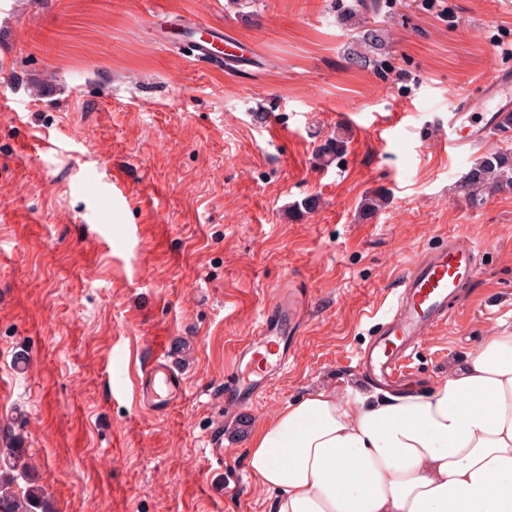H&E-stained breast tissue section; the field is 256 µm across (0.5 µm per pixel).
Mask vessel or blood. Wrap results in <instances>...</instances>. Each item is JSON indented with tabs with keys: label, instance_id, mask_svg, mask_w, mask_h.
I'll use <instances>...</instances> for the list:
<instances>
[{
	"label": "vessel or blood",
	"instance_id": "b4317fda",
	"mask_svg": "<svg viewBox=\"0 0 512 512\" xmlns=\"http://www.w3.org/2000/svg\"><path fill=\"white\" fill-rule=\"evenodd\" d=\"M235 40L213 25L195 43L197 57L235 58ZM512 90V72L494 70L478 90L459 98L448 114V129L441 132L440 142L445 154L456 157L482 140L495 125L502 112V102ZM477 272L475 247L462 236L426 252L402 274L400 290L387 320L377 335L359 354V377L372 384L390 386L410 367L425 336L446 324L462 301L461 290ZM312 304L310 291L301 290L292 300L273 305L264 314L254 336L234 354L236 367L245 371L224 389V401L230 405L252 403L267 388L279 370L288 363V337L297 332L301 318ZM274 350L276 359L270 369L256 371L265 350ZM186 387V378L174 367L163 347L150 348V359L141 368L137 379V400L147 410L161 414L179 399Z\"/></svg>",
	"mask_w": 512,
	"mask_h": 512
}]
</instances>
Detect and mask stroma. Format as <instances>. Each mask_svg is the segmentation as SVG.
I'll return each mask as SVG.
<instances>
[{
    "mask_svg": "<svg viewBox=\"0 0 512 512\" xmlns=\"http://www.w3.org/2000/svg\"><path fill=\"white\" fill-rule=\"evenodd\" d=\"M445 4L380 0L365 21L390 49L360 67L355 0H0V424L53 512H273L253 428L357 385L402 272L450 237L478 273L411 385L512 326V192L474 207L457 189L512 137L450 159L437 134L457 95L512 70V0ZM206 24L239 40L238 66L192 56ZM292 288L313 302L287 370L225 408L235 349ZM154 340L187 379L165 416L128 374Z\"/></svg>",
    "mask_w": 512,
    "mask_h": 512,
    "instance_id": "stroma-1",
    "label": "stroma"
}]
</instances>
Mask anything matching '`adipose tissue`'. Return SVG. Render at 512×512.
Instances as JSON below:
<instances>
[{"instance_id": "obj_1", "label": "adipose tissue", "mask_w": 512, "mask_h": 512, "mask_svg": "<svg viewBox=\"0 0 512 512\" xmlns=\"http://www.w3.org/2000/svg\"><path fill=\"white\" fill-rule=\"evenodd\" d=\"M247 464L274 512H512V330L427 388L288 404Z\"/></svg>"}]
</instances>
